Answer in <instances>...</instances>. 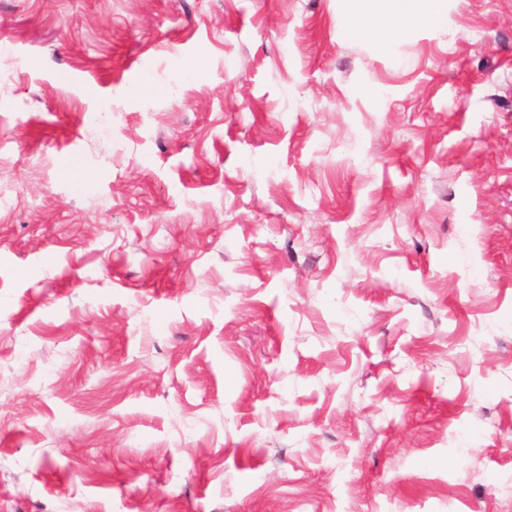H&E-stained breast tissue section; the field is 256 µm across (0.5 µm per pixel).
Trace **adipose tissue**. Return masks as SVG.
<instances>
[{
    "instance_id": "adipose-tissue-1",
    "label": "adipose tissue",
    "mask_w": 512,
    "mask_h": 512,
    "mask_svg": "<svg viewBox=\"0 0 512 512\" xmlns=\"http://www.w3.org/2000/svg\"><path fill=\"white\" fill-rule=\"evenodd\" d=\"M349 3L352 21L343 28V38L363 37L369 29L374 8L379 6L391 19L380 39V47L385 51L404 35L409 25L439 24L447 18V0H349Z\"/></svg>"
}]
</instances>
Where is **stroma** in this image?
<instances>
[{"label": "stroma", "instance_id": "35a3bbf8", "mask_svg": "<svg viewBox=\"0 0 512 512\" xmlns=\"http://www.w3.org/2000/svg\"><path fill=\"white\" fill-rule=\"evenodd\" d=\"M348 14L0 0V512H512V0ZM353 21L342 29L345 40H356L369 30L375 6L389 15L391 24L380 39L383 51L391 49L410 24H439L447 19V0H348Z\"/></svg>", "mask_w": 512, "mask_h": 512}]
</instances>
